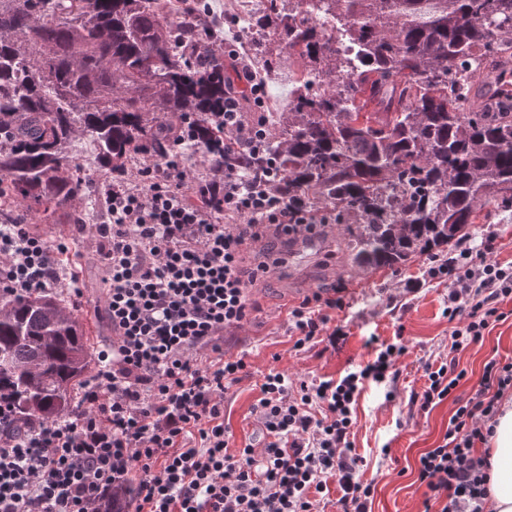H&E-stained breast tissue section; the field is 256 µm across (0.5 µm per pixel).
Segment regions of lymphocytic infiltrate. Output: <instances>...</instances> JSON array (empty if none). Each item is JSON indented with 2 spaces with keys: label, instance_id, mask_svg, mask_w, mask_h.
Returning a JSON list of instances; mask_svg holds the SVG:
<instances>
[{
  "label": "lymphocytic infiltrate",
  "instance_id": "lymphocytic-infiltrate-1",
  "mask_svg": "<svg viewBox=\"0 0 512 512\" xmlns=\"http://www.w3.org/2000/svg\"><path fill=\"white\" fill-rule=\"evenodd\" d=\"M266 121L224 105V127L253 151ZM147 174L113 178L106 189L109 220L93 225L90 242L101 257L105 316L112 340L99 350L98 370L84 385L77 411L17 425L0 400V512H102L114 489L129 486L135 512H318V496L336 478V512H368L373 483L351 432L366 383L396 377L402 344H381L373 361L339 380L293 382L264 374L254 407L264 444L231 451L224 399L246 368L225 356V329L250 313V290L272 267L248 268L251 250L274 253L275 239L314 236L324 221L303 201L272 193L265 183L224 177V221L208 204L186 197V173L148 158ZM493 238L464 247L438 266L446 280L450 350L461 353L501 321L499 304L512 298V264L491 260ZM68 242L49 243L28 225L0 228V286L13 294L49 287L82 297L76 279L57 276L54 261ZM342 300L314 294L288 313L295 349L327 330L329 310ZM456 362L426 364L414 401L431 409L454 399L442 445L419 458L424 512H487V454L512 359H490L470 397L455 398L465 378Z\"/></svg>",
  "mask_w": 512,
  "mask_h": 512
}]
</instances>
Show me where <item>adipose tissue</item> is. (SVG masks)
<instances>
[{
    "mask_svg": "<svg viewBox=\"0 0 512 512\" xmlns=\"http://www.w3.org/2000/svg\"><path fill=\"white\" fill-rule=\"evenodd\" d=\"M502 410L488 441L491 512H512V406L503 405Z\"/></svg>",
    "mask_w": 512,
    "mask_h": 512,
    "instance_id": "obj_1",
    "label": "adipose tissue"
}]
</instances>
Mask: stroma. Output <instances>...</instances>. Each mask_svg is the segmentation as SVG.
Masks as SVG:
<instances>
[{"label": "stroma", "instance_id": "35a3bbf8", "mask_svg": "<svg viewBox=\"0 0 512 512\" xmlns=\"http://www.w3.org/2000/svg\"><path fill=\"white\" fill-rule=\"evenodd\" d=\"M205 3L210 23L221 28L214 42L217 55L230 51L243 54L245 63L265 86L261 110L268 122H275L288 109L291 85L286 75L293 70V62L283 51L274 68H267L264 47L250 44L248 35L237 26H225V16L232 13L229 5L222 0ZM18 216L33 231L56 241L73 237L76 220L102 224L108 213L104 194L94 192L79 196L50 221L43 220L33 206L19 208ZM490 232L496 236L494 259L512 262V218L498 216L488 224L476 222L458 244L477 246ZM344 234V225H329L314 250L307 249L301 238L280 243V265L251 291L256 309L242 328L225 330V355H245L248 372L226 396L224 424L234 446L250 443L262 447L253 408L264 373L276 369L291 379L336 380L365 365L380 344H405L408 351L397 365L392 385H367L359 397L352 440L364 459V480L375 484L370 512H423V491L416 483L417 462L426 449L441 444L455 410L449 399L425 411L413 404L414 393L425 383L423 366L428 361L438 365L458 359L467 371L458 392L464 396L474 393L488 360L512 358V299L501 303L505 318L482 341L458 356H450L448 284L428 276L429 258H416L395 272L356 271L340 247ZM66 262L67 272L78 275L84 291L72 308L80 318L88 305L103 301L99 290L102 267L93 249L84 245L72 248ZM316 292L326 297L339 293L344 298L343 309L333 312L330 323L336 335L321 336L298 351L287 331V313ZM389 390L394 393L390 400L385 397Z\"/></svg>", "mask_w": 512, "mask_h": 512}]
</instances>
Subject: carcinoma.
Segmentation results:
<instances>
[{"label":"carcinoma","mask_w":512,"mask_h":512,"mask_svg":"<svg viewBox=\"0 0 512 512\" xmlns=\"http://www.w3.org/2000/svg\"><path fill=\"white\" fill-rule=\"evenodd\" d=\"M315 10L359 46L357 64ZM186 22L158 0H0V177L14 202L70 204L86 180L67 148L87 136L115 173L140 150L203 147L246 183L273 162L274 192L347 225L354 270L434 257L484 205L512 211V93L491 91L512 63V0H271L250 27L304 70L258 153L224 130L239 76ZM202 188L224 211V186ZM0 355L17 422L74 412L92 354L58 292L0 291Z\"/></svg>","instance_id":"cac0c4a2"}]
</instances>
